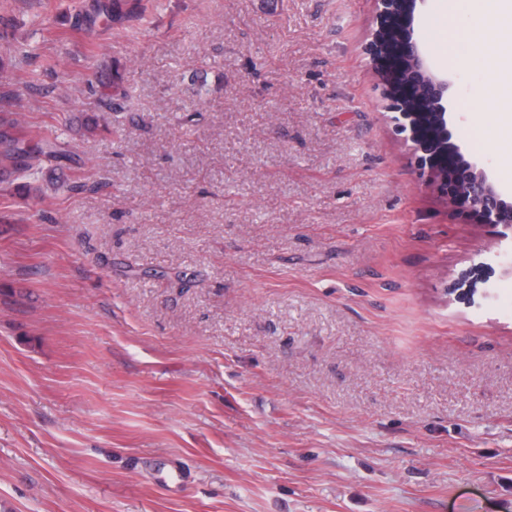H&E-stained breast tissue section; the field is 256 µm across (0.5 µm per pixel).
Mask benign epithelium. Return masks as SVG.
<instances>
[{
  "instance_id": "obj_1",
  "label": "benign epithelium",
  "mask_w": 512,
  "mask_h": 512,
  "mask_svg": "<svg viewBox=\"0 0 512 512\" xmlns=\"http://www.w3.org/2000/svg\"><path fill=\"white\" fill-rule=\"evenodd\" d=\"M426 0H378L379 20L366 46L371 61L385 74L386 109L399 114L400 128L434 158L430 176L451 201L468 205L476 219L512 231V200L503 198L485 168L464 159L449 141L448 80L429 67L411 27Z\"/></svg>"
}]
</instances>
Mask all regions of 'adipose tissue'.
Here are the masks:
<instances>
[{
	"instance_id": "adipose-tissue-1",
	"label": "adipose tissue",
	"mask_w": 512,
	"mask_h": 512,
	"mask_svg": "<svg viewBox=\"0 0 512 512\" xmlns=\"http://www.w3.org/2000/svg\"><path fill=\"white\" fill-rule=\"evenodd\" d=\"M448 11L469 18L459 43L449 44V57L458 58L471 68L492 72V81L479 95L512 112V0H449ZM490 14L496 18L492 28L485 23ZM461 45L466 48L462 54L457 51Z\"/></svg>"
}]
</instances>
